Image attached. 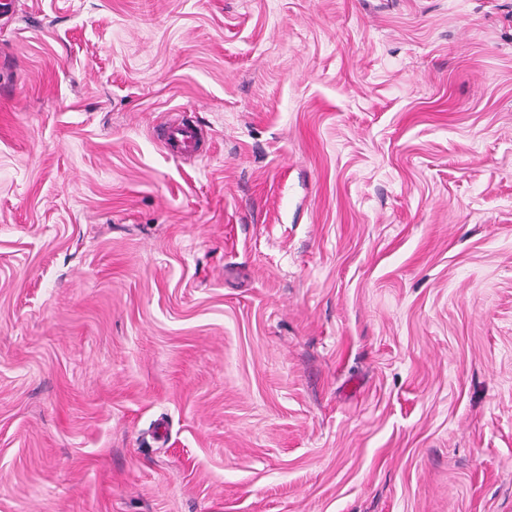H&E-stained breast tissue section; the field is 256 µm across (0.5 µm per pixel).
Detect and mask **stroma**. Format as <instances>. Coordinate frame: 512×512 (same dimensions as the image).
<instances>
[{
	"instance_id": "1",
	"label": "stroma",
	"mask_w": 512,
	"mask_h": 512,
	"mask_svg": "<svg viewBox=\"0 0 512 512\" xmlns=\"http://www.w3.org/2000/svg\"><path fill=\"white\" fill-rule=\"evenodd\" d=\"M0 512H512V0L0 16ZM199 131L195 125L187 122H176L171 125L165 146L169 151L180 148L181 154L192 155L198 150Z\"/></svg>"
}]
</instances>
